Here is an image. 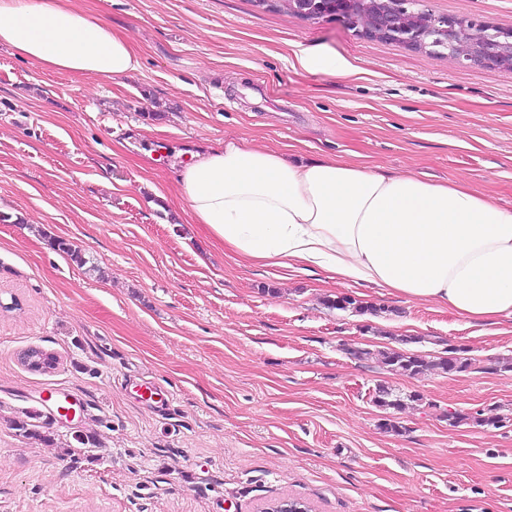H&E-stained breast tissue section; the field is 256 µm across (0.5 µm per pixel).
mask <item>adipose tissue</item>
<instances>
[{
    "mask_svg": "<svg viewBox=\"0 0 512 512\" xmlns=\"http://www.w3.org/2000/svg\"><path fill=\"white\" fill-rule=\"evenodd\" d=\"M47 71L116 81L128 38L74 0H0V47ZM175 192L240 260L373 285L473 322L512 316V208L463 187L227 141L192 151Z\"/></svg>",
    "mask_w": 512,
    "mask_h": 512,
    "instance_id": "1",
    "label": "adipose tissue"
}]
</instances>
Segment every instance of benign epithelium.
<instances>
[{"label": "benign epithelium", "instance_id": "1", "mask_svg": "<svg viewBox=\"0 0 512 512\" xmlns=\"http://www.w3.org/2000/svg\"><path fill=\"white\" fill-rule=\"evenodd\" d=\"M390 13L407 15L404 28H378L363 11L354 7L352 0H329L320 19L336 21L367 37L380 38L405 46L425 50L439 41L448 45V61L459 65H484L498 68L512 67V53L491 49L477 42L490 33L493 25L478 19H460L454 16H436L429 12L409 14L414 0H385Z\"/></svg>", "mask_w": 512, "mask_h": 512}]
</instances>
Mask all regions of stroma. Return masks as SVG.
Here are the masks:
<instances>
[{
  "mask_svg": "<svg viewBox=\"0 0 512 512\" xmlns=\"http://www.w3.org/2000/svg\"><path fill=\"white\" fill-rule=\"evenodd\" d=\"M512 30V0H423ZM141 67L118 82L0 48V512H512V372L407 377L348 351L416 336L512 356V317L475 323L320 270L250 265L160 201L218 141L340 156L512 207V70L289 13L280 0H78ZM305 48L347 74H311ZM72 241L78 267L46 236ZM348 295L380 310L331 308ZM38 347L55 369L20 362ZM420 402L378 424L377 384ZM76 400L73 421L57 405ZM504 426H449L448 410ZM39 415L40 438L13 428ZM94 435L86 448L75 434ZM300 67L310 73L336 75L345 70V61L320 49L304 51L298 57Z\"/></svg>",
  "mask_w": 512,
  "mask_h": 512,
  "instance_id": "obj_1",
  "label": "stroma"
}]
</instances>
